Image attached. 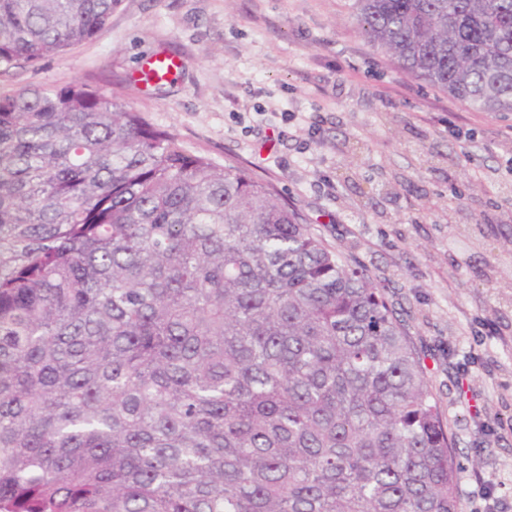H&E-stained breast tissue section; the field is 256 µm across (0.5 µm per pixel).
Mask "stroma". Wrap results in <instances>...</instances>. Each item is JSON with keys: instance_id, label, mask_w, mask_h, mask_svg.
Returning <instances> with one entry per match:
<instances>
[{"instance_id": "35a3bbf8", "label": "stroma", "mask_w": 512, "mask_h": 512, "mask_svg": "<svg viewBox=\"0 0 512 512\" xmlns=\"http://www.w3.org/2000/svg\"><path fill=\"white\" fill-rule=\"evenodd\" d=\"M353 0H119L0 94L105 80L154 127L246 169L366 273L423 359L461 512H512V112L472 109L372 48ZM181 67L145 83L154 56Z\"/></svg>"}]
</instances>
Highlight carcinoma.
Returning <instances> with one entry per match:
<instances>
[{
    "label": "carcinoma",
    "instance_id": "1",
    "mask_svg": "<svg viewBox=\"0 0 512 512\" xmlns=\"http://www.w3.org/2000/svg\"><path fill=\"white\" fill-rule=\"evenodd\" d=\"M118 0H0V63ZM371 45L512 112V0H353ZM453 439L368 277L103 85L0 96V512H460Z\"/></svg>",
    "mask_w": 512,
    "mask_h": 512
}]
</instances>
